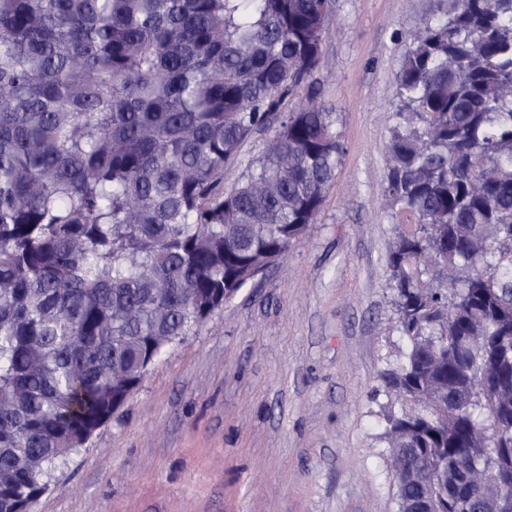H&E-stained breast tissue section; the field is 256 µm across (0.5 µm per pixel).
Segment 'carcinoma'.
<instances>
[{"instance_id":"1","label":"carcinoma","mask_w":512,"mask_h":512,"mask_svg":"<svg viewBox=\"0 0 512 512\" xmlns=\"http://www.w3.org/2000/svg\"><path fill=\"white\" fill-rule=\"evenodd\" d=\"M332 0H0V512L315 223L342 147L310 82ZM382 204L405 343L398 510L512 495V0H437L397 72ZM294 108L281 115L287 98ZM279 123L233 188L224 167Z\"/></svg>"}]
</instances>
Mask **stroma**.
<instances>
[{"label":"stroma","instance_id":"stroma-1","mask_svg":"<svg viewBox=\"0 0 512 512\" xmlns=\"http://www.w3.org/2000/svg\"><path fill=\"white\" fill-rule=\"evenodd\" d=\"M435 0H334L314 75L342 144L304 239L169 350L32 512H396L377 425L398 352L383 208L396 74ZM252 135L238 184L266 152Z\"/></svg>","mask_w":512,"mask_h":512}]
</instances>
